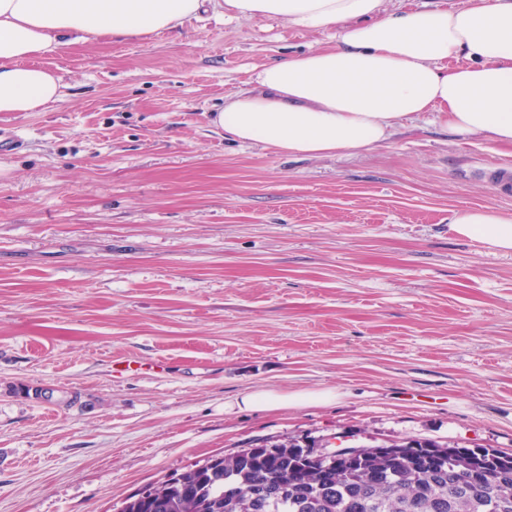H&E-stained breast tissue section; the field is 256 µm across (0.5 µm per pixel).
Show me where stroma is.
Returning <instances> with one entry per match:
<instances>
[{
	"instance_id": "1",
	"label": "stroma",
	"mask_w": 512,
	"mask_h": 512,
	"mask_svg": "<svg viewBox=\"0 0 512 512\" xmlns=\"http://www.w3.org/2000/svg\"><path fill=\"white\" fill-rule=\"evenodd\" d=\"M333 42L207 14L62 46V98L0 112V512H120L290 437L512 452V254L448 224L512 216L478 175L512 148L433 112L327 157L214 123L256 68ZM264 390L336 398L236 408Z\"/></svg>"
}]
</instances>
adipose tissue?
<instances>
[{
	"label": "adipose tissue",
	"instance_id": "ef3b65f1",
	"mask_svg": "<svg viewBox=\"0 0 512 512\" xmlns=\"http://www.w3.org/2000/svg\"><path fill=\"white\" fill-rule=\"evenodd\" d=\"M385 0H0V112H38L64 84L36 59L66 38L146 37L203 12L333 28L334 45L262 67L225 98V138L292 156L354 153L388 142L428 112L461 135L512 147V0L386 11ZM459 237L512 253V216L464 207Z\"/></svg>",
	"mask_w": 512,
	"mask_h": 512
}]
</instances>
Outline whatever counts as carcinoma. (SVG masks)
Segmentation results:
<instances>
[{"instance_id":"carcinoma-1","label":"carcinoma","mask_w":512,"mask_h":512,"mask_svg":"<svg viewBox=\"0 0 512 512\" xmlns=\"http://www.w3.org/2000/svg\"><path fill=\"white\" fill-rule=\"evenodd\" d=\"M342 454L296 441L214 455L121 512H512V453L398 438Z\"/></svg>"}]
</instances>
